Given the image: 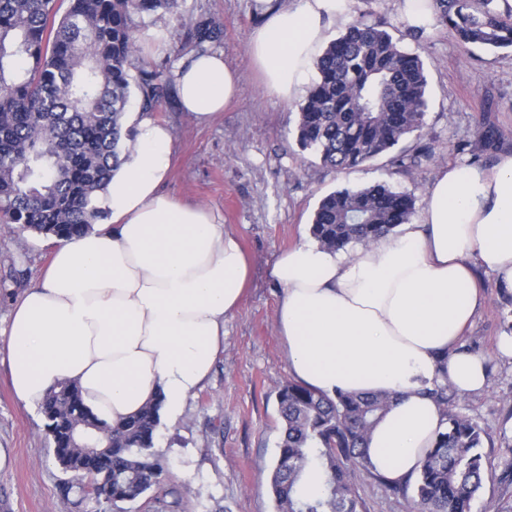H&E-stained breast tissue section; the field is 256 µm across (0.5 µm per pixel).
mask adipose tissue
I'll return each mask as SVG.
<instances>
[{
    "instance_id": "ef3b65f1",
    "label": "adipose tissue",
    "mask_w": 512,
    "mask_h": 512,
    "mask_svg": "<svg viewBox=\"0 0 512 512\" xmlns=\"http://www.w3.org/2000/svg\"><path fill=\"white\" fill-rule=\"evenodd\" d=\"M249 53L268 92L295 97L322 53L327 23L355 0H257ZM180 106L220 115L240 76L208 51L176 71ZM135 137L96 206L111 220L57 243L51 263L0 333L12 388L41 403L61 380L116 425L161 399L178 418L224 348L250 262L222 217L160 189L171 172L170 130L135 117ZM512 285V154L493 167L446 165L428 186L419 223L366 245L329 250L305 241L276 259V316L293 378L318 392L385 390L392 406L370 432L367 456L393 482L416 475L446 421L428 390L486 386V359L461 340L483 303L476 270Z\"/></svg>"
}]
</instances>
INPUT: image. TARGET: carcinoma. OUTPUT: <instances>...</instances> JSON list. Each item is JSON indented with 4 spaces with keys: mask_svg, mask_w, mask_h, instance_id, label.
Here are the masks:
<instances>
[{
    "mask_svg": "<svg viewBox=\"0 0 512 512\" xmlns=\"http://www.w3.org/2000/svg\"><path fill=\"white\" fill-rule=\"evenodd\" d=\"M178 0H70L56 18V0H0V218L56 241L93 229L104 211L94 204L121 162L123 119L132 90L145 112L166 99L171 78L136 64L135 14L171 11ZM436 21L464 45L512 48V7L496 0H434ZM207 20L189 33L200 53L219 41ZM317 79L299 107L296 141L323 166L349 173L423 136L428 109L424 62L384 22L361 14L316 59ZM474 145L497 149L493 124L477 127ZM458 145L463 153L473 145ZM427 145L396 156L416 167ZM415 198L385 183L343 188L321 199L310 227L325 248L366 244L408 224ZM448 420L412 486L411 512H472L489 467L487 433L455 411L448 386L430 392ZM282 436L270 486L277 512H362L351 483L354 469L373 472L366 443L391 406L385 392L330 397L297 382L278 390ZM46 436L62 469L61 484L110 512L161 485L166 470L154 450L159 404L149 403L112 427L84 404L76 384L62 380L41 404ZM96 448H89V444ZM317 471L321 488L306 489Z\"/></svg>",
    "mask_w": 512,
    "mask_h": 512,
    "instance_id": "cac0c4a2",
    "label": "carcinoma"
}]
</instances>
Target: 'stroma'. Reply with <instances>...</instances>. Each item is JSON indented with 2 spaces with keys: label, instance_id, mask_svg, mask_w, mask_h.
I'll list each match as a JSON object with an SVG mask.
<instances>
[{
  "label": "stroma",
  "instance_id": "obj_1",
  "mask_svg": "<svg viewBox=\"0 0 512 512\" xmlns=\"http://www.w3.org/2000/svg\"><path fill=\"white\" fill-rule=\"evenodd\" d=\"M402 6L403 0H356L353 11L383 20L405 48L421 54L429 98L423 141L433 154L414 168L384 155L348 174L323 168L314 154L299 149V99L278 98L261 85L247 52L250 33L261 22L256 0H179L174 11L134 17L141 55L160 69L193 55L188 32L196 21L208 19L223 30L214 49L241 77L238 98L221 116L200 123L182 112L173 94L152 118L167 125L173 138V171L164 191L220 213L251 265L245 298L224 321V350L210 380L188 399L178 420L161 421L156 430L166 480L114 512H276L270 476L280 438L277 394L290 378L275 326L283 294L270 275L276 258L305 240L319 200L332 191L384 181L423 202L440 167L469 163L457 146L472 139L484 120L498 129L499 153H512V50L462 45L438 23L413 38ZM53 250V240L0 227V331L45 273ZM477 278L484 300L463 345L487 356L488 381L483 391L456 395L455 407L491 436L484 451L492 475L474 498L473 512H512V481L502 477L512 447V359L495 349L498 337L512 336V304L492 273L481 270ZM0 452L7 455L0 467V512H96L93 502L77 505L61 496L66 474L41 410L15 398L1 349ZM352 485L363 512H410L409 495L376 475L355 470Z\"/></svg>",
  "mask_w": 512,
  "mask_h": 512
}]
</instances>
